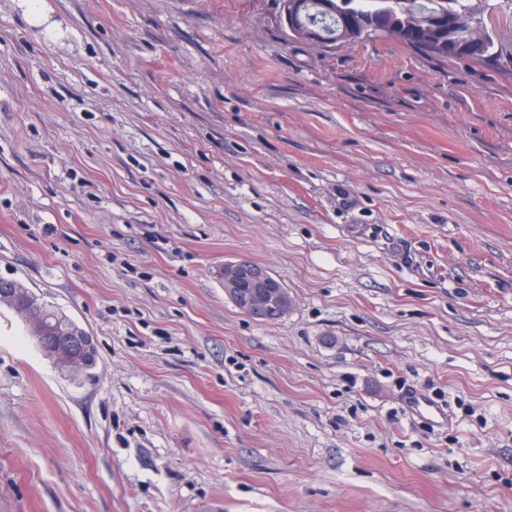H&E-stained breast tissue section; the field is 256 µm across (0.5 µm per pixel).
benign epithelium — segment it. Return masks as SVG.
<instances>
[{
  "label": "benign epithelium",
  "mask_w": 512,
  "mask_h": 512,
  "mask_svg": "<svg viewBox=\"0 0 512 512\" xmlns=\"http://www.w3.org/2000/svg\"><path fill=\"white\" fill-rule=\"evenodd\" d=\"M279 24L292 42L314 43L324 48L352 45L363 40L362 27L342 30L334 36H326L311 22L312 11L320 8L335 12L332 0H280ZM224 292L243 313L256 319L271 320L273 315L286 309L290 303L288 292L269 273L254 262L238 261L224 266L222 271ZM0 305H6L22 315H29L26 295L8 289L0 292ZM54 358L60 367L75 372L90 367L89 355L93 353V341L89 336L71 339L60 336L54 343Z\"/></svg>",
  "instance_id": "obj_1"
}]
</instances>
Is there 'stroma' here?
<instances>
[{"label": "stroma", "mask_w": 512, "mask_h": 512, "mask_svg": "<svg viewBox=\"0 0 512 512\" xmlns=\"http://www.w3.org/2000/svg\"><path fill=\"white\" fill-rule=\"evenodd\" d=\"M46 3L0 0V278L98 361L0 307V512H512V65ZM468 3L512 52V0ZM243 259L281 318L225 294ZM221 275L225 294L240 311L256 319L275 320L271 314H279L290 303L286 289L257 263L232 262ZM33 304L38 313L36 320L31 323L32 336H40L36 340L37 346L49 357V349L46 341L51 336H60L54 343V358L60 367L75 373L90 367L89 355L93 353V341L91 336H83L85 329H81L80 336H77L76 324L67 315L57 311L52 305L44 302L32 292ZM79 326V325H78ZM66 336H76V339H69Z\"/></svg>", "instance_id": "stroma-1"}]
</instances>
